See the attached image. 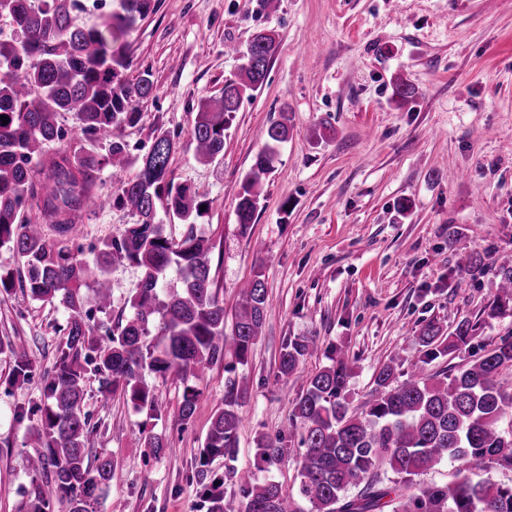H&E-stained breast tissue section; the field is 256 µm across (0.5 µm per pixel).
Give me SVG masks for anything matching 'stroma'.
<instances>
[{
	"label": "stroma",
	"instance_id": "1",
	"mask_svg": "<svg viewBox=\"0 0 512 512\" xmlns=\"http://www.w3.org/2000/svg\"><path fill=\"white\" fill-rule=\"evenodd\" d=\"M260 28L279 41L268 79L234 113L223 159L201 163L190 135L198 102L221 97L238 69L225 43L245 46ZM117 45L156 87L125 138L144 152L156 126L175 135L170 171L208 202L198 222L212 240L211 275L226 315L254 274L268 290L263 334L238 369L247 396L234 466L256 471L258 440L283 435L287 453L268 475L308 512L290 419L307 379L327 365L326 349L354 360L348 402L359 412L380 365L395 360L402 376L424 360L418 334L426 324L448 334L462 317L481 323L464 350L427 362L431 373L457 371L512 333V315L489 314L492 276L460 271L471 253L489 262L512 253V0H273L265 10L257 0H158ZM400 82L415 89L405 103L394 96ZM277 121L292 135L243 232L235 215L240 184ZM133 221L119 207L85 215L81 242L101 244ZM108 277L110 320L129 317L141 269L120 262ZM67 317L61 304L22 288L0 293V340L23 342L39 369L30 380L0 384V512H19L24 502L38 421L18 424L13 415L41 400V373L55 361ZM303 336L316 337L321 353L279 378L283 345ZM145 380L161 419L122 396L104 400L97 381L87 384L85 409L100 424L92 451L115 459L97 512H207L191 476L222 402L224 366L198 381L186 427L178 419L182 383L150 372ZM151 431L167 441L156 457L145 444Z\"/></svg>",
	"mask_w": 512,
	"mask_h": 512
}]
</instances>
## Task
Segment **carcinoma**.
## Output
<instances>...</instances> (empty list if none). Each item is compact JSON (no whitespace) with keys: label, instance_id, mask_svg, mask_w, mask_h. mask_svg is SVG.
Instances as JSON below:
<instances>
[{"label":"carcinoma","instance_id":"carcinoma-1","mask_svg":"<svg viewBox=\"0 0 512 512\" xmlns=\"http://www.w3.org/2000/svg\"><path fill=\"white\" fill-rule=\"evenodd\" d=\"M56 0H5L3 13L13 26L0 36V249L5 248L24 267L23 287L42 302H59L68 311L64 336L51 370L43 374L44 400L14 414L24 422L38 416L36 438L42 451L31 459L26 490L28 512H96L107 494L115 462L91 455L97 425L84 411L86 384L98 377L100 393L108 400L118 393L136 411L159 417L154 388L144 373L183 383L179 420L194 417L200 390L188 384L199 380L214 364L224 361V398L211 419L203 447L196 458L192 480L209 503L208 512H302L295 498L272 479L253 473L238 474L241 499H225L219 478L211 468L217 457L224 466L235 461L244 389L235 375L247 363L252 346L261 337L267 307V288L261 273L239 288L231 333L225 332L224 305L211 276L210 237L197 224L201 216L198 194L171 177L170 160L177 142L157 127L148 152L132 156L124 130L142 120L140 104L153 96L154 82L147 72L127 77L129 60L112 49L114 30L132 26L155 11L156 0H120L115 23L99 29L71 23L70 10H85ZM276 52V35L256 30L239 51L241 64L224 80L222 97L200 101L191 137L196 158L213 163L224 156V130L244 99L265 84ZM70 112L76 120L78 147L49 153L45 146L64 137L58 115ZM9 123H3L1 116ZM285 122L267 129V142L245 174L237 195V224L247 232L260 206L259 185L271 170L277 146L288 141ZM108 145L99 154L96 144ZM137 171L119 180L110 194L98 192L102 168ZM97 208L117 206L130 211L135 222L98 248L96 262L79 257L74 245L75 223L84 217L88 201ZM38 202L39 221L26 215L29 201ZM187 225L179 241L167 233L158 207ZM53 224L61 236L50 241L41 226ZM125 261L142 270L141 287L132 302V315L111 326L91 323L84 311L82 287L93 284L98 312L112 304L107 278L110 262ZM176 281L160 288L170 269ZM490 273L498 281L499 307L512 304V256L488 266L484 258L469 256L464 273ZM477 323L464 317L444 338L436 324H427L418 340L426 347V361L467 346ZM313 338L288 341L279 356V373L293 374L300 361L318 351ZM14 360L10 381L28 380L37 366L25 346L0 341V354ZM331 364L311 376L296 399L293 424L302 429L304 452L298 461L300 496L310 512H512V484L480 477L494 462L512 471V390L498 377L512 368V336L450 375H426L418 367L399 381L394 363L375 374V386L363 412L350 411L345 391L353 374L349 357L334 349ZM262 461L281 462L286 448L282 437L263 439ZM446 460L457 465L448 484H424L423 472ZM386 465L395 475L388 481L375 473ZM356 494H351L352 490Z\"/></svg>","mask_w":512,"mask_h":512}]
</instances>
